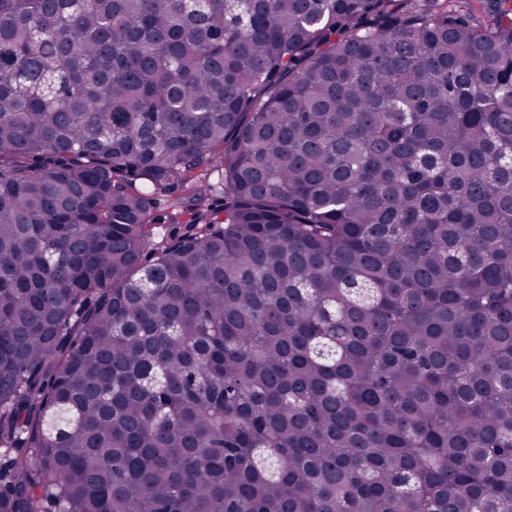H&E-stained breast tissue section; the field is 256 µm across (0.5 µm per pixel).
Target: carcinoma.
I'll return each mask as SVG.
<instances>
[{"label":"carcinoma","mask_w":512,"mask_h":512,"mask_svg":"<svg viewBox=\"0 0 512 512\" xmlns=\"http://www.w3.org/2000/svg\"><path fill=\"white\" fill-rule=\"evenodd\" d=\"M0 512H512V0H0Z\"/></svg>","instance_id":"obj_1"}]
</instances>
